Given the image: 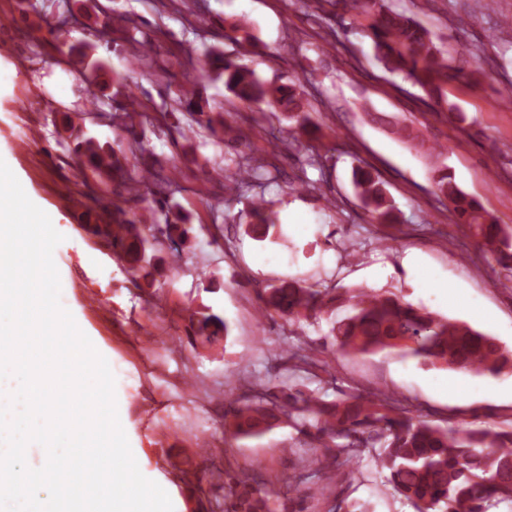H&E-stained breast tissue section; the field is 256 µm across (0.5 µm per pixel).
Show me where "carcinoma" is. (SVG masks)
I'll return each instance as SVG.
<instances>
[{"label": "carcinoma", "mask_w": 512, "mask_h": 512, "mask_svg": "<svg viewBox=\"0 0 512 512\" xmlns=\"http://www.w3.org/2000/svg\"><path fill=\"white\" fill-rule=\"evenodd\" d=\"M343 7L364 15L370 23L364 30L371 39L375 57L391 73L411 80L436 105L444 103L443 85L451 78L448 64L431 32L417 20L391 11L385 0H341ZM103 38L90 33L69 46L79 58L101 45ZM224 78V86L244 105L259 111L273 108L294 121L297 134L312 136L318 127L309 121L310 104L298 79L279 85L267 84L247 65L212 54L197 69L196 81ZM195 93L182 92L177 103L197 115L195 123L213 128V120L194 102ZM120 111L117 130L127 150L115 149L88 136L66 119V131L73 138L72 153L77 168L112 175L117 201L112 203V224L107 234L112 252L127 265L136 287L152 288L166 267L180 259L179 249L166 242H186L190 216L171 212L166 201L149 199L141 190L140 174L128 170L129 156L143 152L141 124L134 112L142 104L132 88L116 83L112 95ZM264 168L261 163H246L237 170L234 189L240 190ZM356 196L372 222H395L396 207L383 181L365 167L352 172ZM434 193L448 201V212L463 226L476 245L487 253L506 274H512V231L498 224L473 196L456 182L447 165L433 168ZM249 232L262 239L274 225L265 202L252 203ZM262 314L275 313L290 321L321 313H334L332 346L347 354H410L420 363L475 374L499 375L512 371V350L495 337L482 333L465 322L450 320L425 308L401 301L391 292L348 288L336 293L328 288L303 287L294 281L270 288L261 297ZM222 317L205 307L189 314V343L193 349H214L227 336ZM284 369L314 365L298 350L284 351ZM224 425L235 439L260 437L288 422L307 439L309 465L322 469L320 461L336 460L341 454L362 448H379L378 463L389 473V482L414 512H490L506 504L512 508V429H459L441 427L406 415L396 401L384 393L346 395L334 401L292 391L283 384L280 399L269 400L250 394L225 412ZM347 443L339 444L337 440ZM224 500L232 512H276V500L268 483L248 484L239 477L226 481Z\"/></svg>", "instance_id": "carcinoma-1"}]
</instances>
